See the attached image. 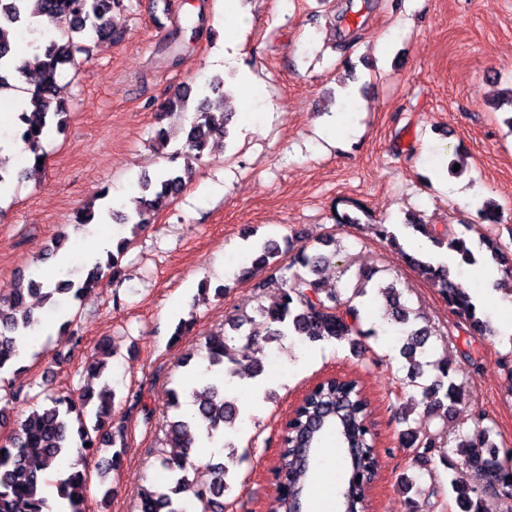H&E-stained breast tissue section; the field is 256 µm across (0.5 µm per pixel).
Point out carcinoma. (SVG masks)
<instances>
[{"label":"carcinoma","mask_w":512,"mask_h":512,"mask_svg":"<svg viewBox=\"0 0 512 512\" xmlns=\"http://www.w3.org/2000/svg\"><path fill=\"white\" fill-rule=\"evenodd\" d=\"M30 0H0V91L15 88L16 73L10 67L12 44L24 33L44 34V39L34 40L30 47L36 60V86L30 91V106L15 113L14 125L17 136L25 143L32 168L40 167L38 160L45 158L43 140L51 130L62 131L67 121V104L64 85L61 84L66 69L76 64V55L89 53L90 44L111 41L119 37L115 15L125 10L123 0H35L37 9L28 11ZM206 16L198 10L187 19V25L173 29L167 37L165 48L174 62H179L183 53L197 33L204 30ZM52 26L51 34H45L43 22ZM204 95L196 106V114L189 126L179 134L188 149L187 163L181 169L162 171L154 178H146L140 184V196L134 199L129 214H114L112 218L120 224L132 225L131 233L152 223L156 214L168 207L183 191L192 175L191 161L201 159L210 152L214 143L229 136L227 128L231 113L224 111V80L215 77L204 86ZM191 89L174 94L166 102L164 112L172 115L188 111ZM479 223H500L499 207L492 201L483 202L477 210ZM95 202L78 209L72 220L76 228L94 222ZM403 227L425 237L431 246L428 252H408L404 249L399 234L385 224H372L370 229L388 246L399 251L405 262L422 278L437 288L448 302V311L463 320L473 336H493L473 296L451 278V267L438 260L441 255L452 254L458 265H473L477 257L467 240L448 228H437L434 224H420L408 219ZM131 239L119 240L115 249L107 252L106 258L98 259L85 277L75 281L63 277L50 288L30 279L13 290L7 297H0V374L12 371L19 373L17 337L26 335L37 318L33 316L30 296L54 305L60 296L66 295L74 301L86 293L102 286L105 278L116 276L120 260L126 253ZM482 245L502 274L512 282V249L488 236L482 237ZM327 250L312 253L302 246L298 249L290 243L285 247L271 241L256 244L257 256L248 274L269 270L270 276L262 285L279 289V300L259 310V318L241 315L226 320L227 328L205 337L204 354L201 356L202 380L191 387L194 411L182 414L180 393H170V408L176 414L166 421L165 444L179 449V453L161 458V465L170 473V481L164 486L151 484L138 493V512H187L188 505L200 506V512H224V495L235 490L224 463V449L232 443L224 442V428L232 427L239 408L232 396L229 382L224 379V365L237 361L235 342L241 338L249 344L274 343L287 336H299L310 344L319 342H347L356 344V337L376 335L361 327V315L351 300H342L336 291L322 287L317 278L321 265L336 257V237L323 240ZM293 252L291 261L281 263L284 252ZM376 272L361 271L357 274L353 295L361 297L372 287L383 300L384 315L398 325L402 333L400 356L406 362L405 380L408 384L422 387L426 412L454 411L463 401L464 390L455 380V369L449 363L435 365V375L427 385L419 379L424 374L422 358L429 349L434 336L433 329L425 318L409 308L402 300V291L396 281L387 284L375 283ZM115 392L104 388L97 393L84 392L79 396L48 395L45 402L31 407L24 419L17 424L5 443L0 444V512H42L45 500L40 497L43 473L49 469L60 471L62 462L77 450L87 456L104 447L112 448L110 460L101 469L100 478L121 468L126 448V436L122 426L112 423V402ZM343 402L341 419L333 429L342 434L353 433L362 455L372 454L373 438L365 428L370 402L357 378L327 379L310 391L297 411L294 430L282 437L281 451L275 470L279 489L280 512H288V495L304 492V475L308 466L303 464L299 450L300 440L312 434L310 446L318 447L325 430H314L317 420L327 407ZM0 407V425L7 423L6 412L15 404H25L28 396L22 390H11L3 397ZM219 447L216 455L207 463L211 479L198 484L188 477V454L200 445L199 435ZM402 436L412 448L423 453H436L443 463L449 464V495L453 507L459 512H487L486 500L505 498L507 479L512 471V448H501L491 438L487 428L456 438V453L462 456L461 464L448 463L444 444L432 434L422 435L410 428ZM479 472L483 477L481 489L472 487L466 480L462 468ZM60 495L68 499L70 512H84L88 488L86 468L72 463L64 478L57 482Z\"/></svg>","instance_id":"cac0c4a2"}]
</instances>
